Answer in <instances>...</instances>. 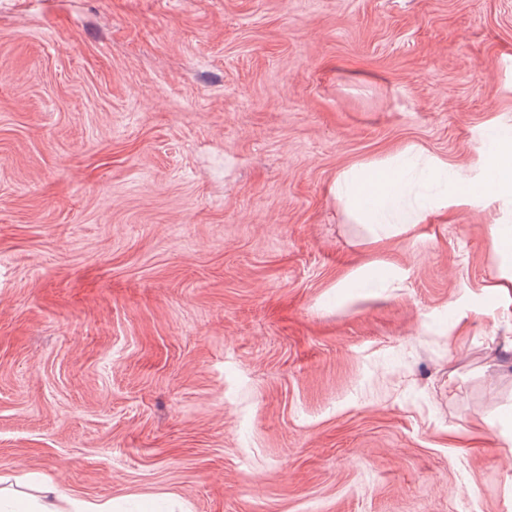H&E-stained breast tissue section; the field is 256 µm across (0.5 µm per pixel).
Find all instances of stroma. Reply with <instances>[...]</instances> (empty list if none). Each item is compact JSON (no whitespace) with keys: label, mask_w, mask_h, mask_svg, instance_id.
<instances>
[{"label":"stroma","mask_w":512,"mask_h":512,"mask_svg":"<svg viewBox=\"0 0 512 512\" xmlns=\"http://www.w3.org/2000/svg\"><path fill=\"white\" fill-rule=\"evenodd\" d=\"M497 129L512 0H0V501L512 512V195L329 192ZM420 158V155L407 149L389 164L345 171L336 177L329 191L336 200L346 205L360 224H370L375 227L374 231H384L392 224L406 227L422 224L426 213L442 219L448 209V180L452 182L459 205L474 204L480 197V191L486 188L501 194H512L511 131L501 133L497 138V147L490 148L489 158L484 165V178L478 183L463 173L448 171L445 163H433L423 158V172L427 170L433 181L444 184L446 192H436L415 208L405 200V183ZM493 171L496 174L490 178L489 174Z\"/></svg>","instance_id":"stroma-1"}]
</instances>
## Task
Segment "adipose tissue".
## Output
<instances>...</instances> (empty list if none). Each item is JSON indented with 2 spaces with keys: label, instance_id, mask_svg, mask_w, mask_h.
Listing matches in <instances>:
<instances>
[{
  "label": "adipose tissue",
  "instance_id": "ef3b65f1",
  "mask_svg": "<svg viewBox=\"0 0 512 512\" xmlns=\"http://www.w3.org/2000/svg\"><path fill=\"white\" fill-rule=\"evenodd\" d=\"M423 165L436 183H452L458 204L471 205L482 190L512 194V133L503 132L491 149L486 167L492 174L475 182L465 174L449 170L445 163L420 162L417 154L404 151L390 163L363 166L341 173L333 182L330 192L344 203L359 223L382 231L387 226L400 224L412 227L423 223L427 215L443 216L448 207V195L438 191L418 207L405 200V183L416 165Z\"/></svg>",
  "mask_w": 512,
  "mask_h": 512
}]
</instances>
